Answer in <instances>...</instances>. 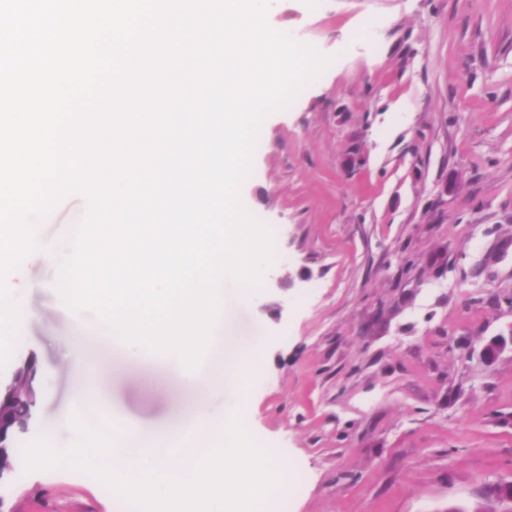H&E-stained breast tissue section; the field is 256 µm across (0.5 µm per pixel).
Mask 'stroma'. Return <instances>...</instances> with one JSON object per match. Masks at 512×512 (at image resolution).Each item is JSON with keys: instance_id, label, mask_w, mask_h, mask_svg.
I'll return each instance as SVG.
<instances>
[{"instance_id": "obj_1", "label": "stroma", "mask_w": 512, "mask_h": 512, "mask_svg": "<svg viewBox=\"0 0 512 512\" xmlns=\"http://www.w3.org/2000/svg\"><path fill=\"white\" fill-rule=\"evenodd\" d=\"M268 23L331 56L262 124L240 188L278 259L239 301L221 281L241 345L264 338L246 388L247 434L282 451L302 481L290 512H470L512 481V0H276ZM83 196L44 233L58 256ZM27 265L30 321L8 367L37 360L44 396L33 438L79 436L73 358L100 389V417L155 440L190 417V390L224 361V324L199 367L128 356L92 312L70 319ZM8 512H119L101 481L70 466L22 473Z\"/></svg>"}]
</instances>
